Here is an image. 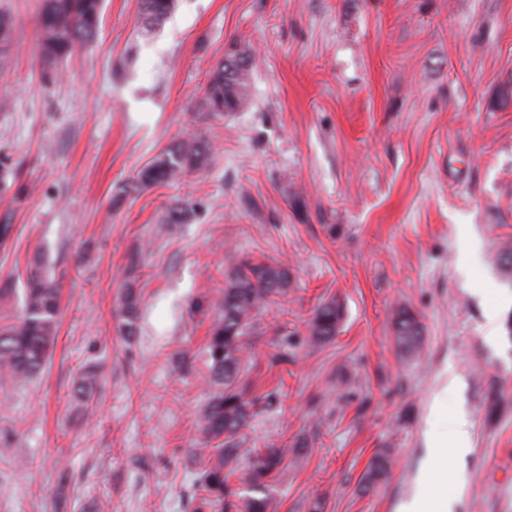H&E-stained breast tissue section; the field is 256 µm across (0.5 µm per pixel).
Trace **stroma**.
<instances>
[{"mask_svg":"<svg viewBox=\"0 0 512 512\" xmlns=\"http://www.w3.org/2000/svg\"><path fill=\"white\" fill-rule=\"evenodd\" d=\"M42 0H0L14 44L0 58V319L40 265L61 288L46 367L0 387V512H195L208 457L195 446L212 387L208 334L242 260L288 265V294L249 338L260 409L247 447L283 448L275 512H398L417 484L466 485L456 512H512V314L494 259L512 237V0H177L143 29L139 0H103L97 40L45 78ZM253 56L250 95L224 118L198 105L229 47ZM211 143L208 165L139 189L172 143ZM188 223L162 227L174 199ZM137 333L119 332L127 291ZM340 302L330 342L316 308ZM425 344L394 345L398 306ZM288 364H275L280 353ZM98 386L77 392L89 366ZM471 422L428 445L430 401ZM503 394L487 419L489 385ZM300 457H293L294 448ZM390 449L385 482L361 491ZM343 318V310L335 301L317 308L309 325V336L315 343H325L336 336ZM393 338L396 350L404 357L420 354L424 345V326L419 316L407 306L395 309L392 318ZM394 459L387 449L376 453L370 460L361 482L365 490H370L383 482L390 472Z\"/></svg>","mask_w":512,"mask_h":512,"instance_id":"stroma-1","label":"stroma"}]
</instances>
